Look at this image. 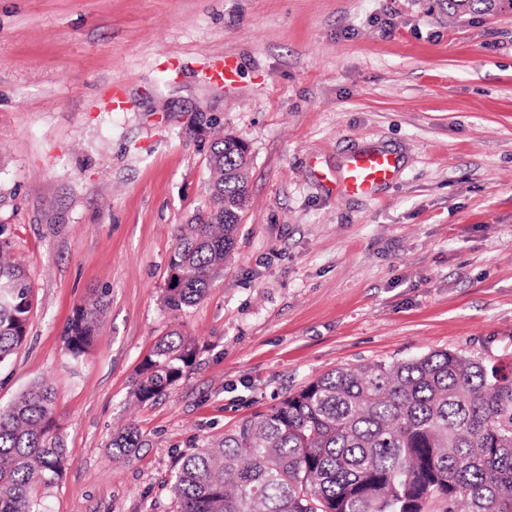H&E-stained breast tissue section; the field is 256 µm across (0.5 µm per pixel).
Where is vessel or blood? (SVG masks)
Returning <instances> with one entry per match:
<instances>
[{"label": "vessel or blood", "mask_w": 512, "mask_h": 512, "mask_svg": "<svg viewBox=\"0 0 512 512\" xmlns=\"http://www.w3.org/2000/svg\"><path fill=\"white\" fill-rule=\"evenodd\" d=\"M399 169L396 155L379 147H366L345 159L334 188L341 195L371 196L380 186L392 182Z\"/></svg>", "instance_id": "obj_1"}]
</instances>
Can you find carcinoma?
<instances>
[{
    "instance_id": "cac0c4a2",
    "label": "carcinoma",
    "mask_w": 512,
    "mask_h": 512,
    "mask_svg": "<svg viewBox=\"0 0 512 512\" xmlns=\"http://www.w3.org/2000/svg\"><path fill=\"white\" fill-rule=\"evenodd\" d=\"M498 0H448V10L489 13ZM249 158L237 139L210 150V208L181 228L164 303L201 301L224 272L248 197ZM0 238V365L24 345L33 306L23 266ZM108 305L96 292L76 307L64 346L74 359L94 342ZM197 348L160 339L131 396L146 403L176 384ZM54 393L35 381L0 408V512H44L67 448ZM128 426L110 447L127 453ZM177 512H512V357L433 351L389 364L338 367L221 438L182 456L172 477Z\"/></svg>"
}]
</instances>
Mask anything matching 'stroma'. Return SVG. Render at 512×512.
Listing matches in <instances>:
<instances>
[{"label": "stroma", "mask_w": 512, "mask_h": 512, "mask_svg": "<svg viewBox=\"0 0 512 512\" xmlns=\"http://www.w3.org/2000/svg\"><path fill=\"white\" fill-rule=\"evenodd\" d=\"M235 84L210 78L217 57ZM248 147L249 205L206 296L163 301L180 225L209 205L217 133ZM375 145L402 171L340 196ZM0 235L25 268L27 341L0 406L47 378L69 450L48 512H177L178 460L332 369L512 354V10L444 0H0ZM108 309L73 360L63 333ZM177 332L197 357L130 407ZM129 424L141 447L107 443ZM108 302L105 292L96 291L76 307L64 334V346L72 358L81 357L94 342Z\"/></svg>", "instance_id": "1"}]
</instances>
